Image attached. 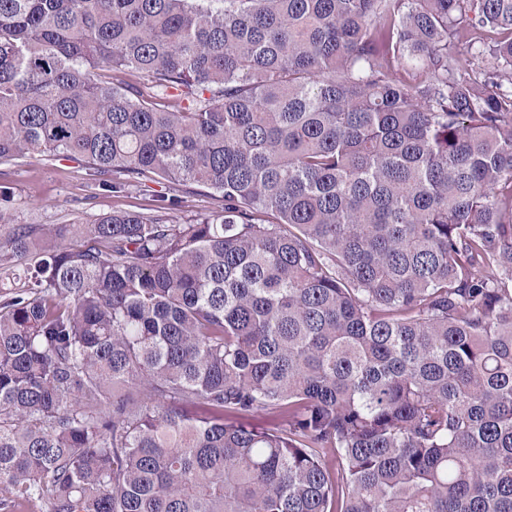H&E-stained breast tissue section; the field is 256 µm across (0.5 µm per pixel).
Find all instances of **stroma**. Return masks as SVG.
Masks as SVG:
<instances>
[{"label": "stroma", "mask_w": 512, "mask_h": 512, "mask_svg": "<svg viewBox=\"0 0 512 512\" xmlns=\"http://www.w3.org/2000/svg\"><path fill=\"white\" fill-rule=\"evenodd\" d=\"M6 181L13 194L0 199V210L16 224H66L76 216L91 220L120 210L143 211L154 205L160 189L153 183L117 196L96 191L79 164L40 155L7 167Z\"/></svg>", "instance_id": "35a3bbf8"}]
</instances>
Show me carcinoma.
<instances>
[{
	"mask_svg": "<svg viewBox=\"0 0 512 512\" xmlns=\"http://www.w3.org/2000/svg\"><path fill=\"white\" fill-rule=\"evenodd\" d=\"M34 155L168 195L0 234V512H512V0H0ZM179 194V206L172 210L176 220H183L189 216L205 213L214 207V199L209 190L195 184L182 187Z\"/></svg>",
	"mask_w": 512,
	"mask_h": 512,
	"instance_id": "obj_1",
	"label": "carcinoma"
}]
</instances>
